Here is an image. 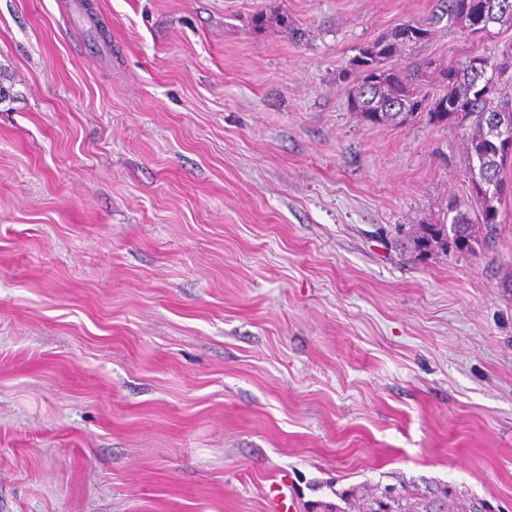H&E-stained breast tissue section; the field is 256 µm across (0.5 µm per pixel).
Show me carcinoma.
<instances>
[{"label": "carcinoma", "mask_w": 512, "mask_h": 512, "mask_svg": "<svg viewBox=\"0 0 512 512\" xmlns=\"http://www.w3.org/2000/svg\"><path fill=\"white\" fill-rule=\"evenodd\" d=\"M442 15L448 24L459 25L473 32L485 31L489 25H512V0H439ZM428 29L417 21L401 23L378 36L362 49L355 63L363 73L359 83L349 94L351 110L373 124L403 123L415 119L419 111L427 109L429 121L442 123L450 118L458 126L471 127L466 150L469 161L481 165L493 187L476 189L481 207L482 224L493 231L498 224V210L493 202L503 195L504 171L512 161V153L505 152L490 127V113L497 110L490 96L484 94L489 83L487 73H502L504 69L484 57L472 56L444 71L443 89L433 106L426 107V98L411 87L398 68L410 44L427 37ZM451 225L424 224L414 237V247L421 253L453 247L462 252L472 250L477 241L474 225L468 214L457 207Z\"/></svg>", "instance_id": "1"}]
</instances>
